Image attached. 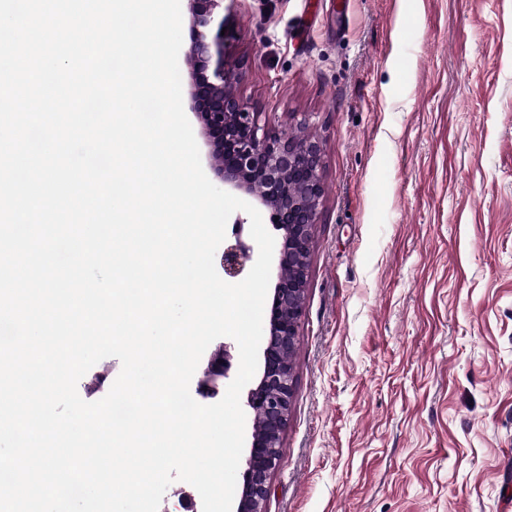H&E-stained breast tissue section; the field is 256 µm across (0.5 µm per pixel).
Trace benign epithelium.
<instances>
[{
	"mask_svg": "<svg viewBox=\"0 0 512 512\" xmlns=\"http://www.w3.org/2000/svg\"><path fill=\"white\" fill-rule=\"evenodd\" d=\"M190 39L184 53L192 73L190 110L199 119L208 168L228 188L256 200L270 212L280 240L277 278L268 308L266 338L258 378L246 397L249 415L266 428L251 434L241 495L235 512H263L270 477L280 460V443L294 395L293 373L285 361L297 342L307 285V269L319 206L324 196L322 155L309 137H281L259 124L239 96L238 74L224 51L223 0H189ZM244 220L233 224L234 244L224 248V273L238 275L256 261L257 247L243 238ZM232 356L204 368L211 381L226 379Z\"/></svg>",
	"mask_w": 512,
	"mask_h": 512,
	"instance_id": "benign-epithelium-1",
	"label": "benign epithelium"
}]
</instances>
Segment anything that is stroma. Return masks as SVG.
Masks as SVG:
<instances>
[{
  "label": "stroma",
  "mask_w": 512,
  "mask_h": 512,
  "mask_svg": "<svg viewBox=\"0 0 512 512\" xmlns=\"http://www.w3.org/2000/svg\"><path fill=\"white\" fill-rule=\"evenodd\" d=\"M224 25L325 187L265 512H512V0H224Z\"/></svg>",
  "instance_id": "35a3bbf8"
}]
</instances>
